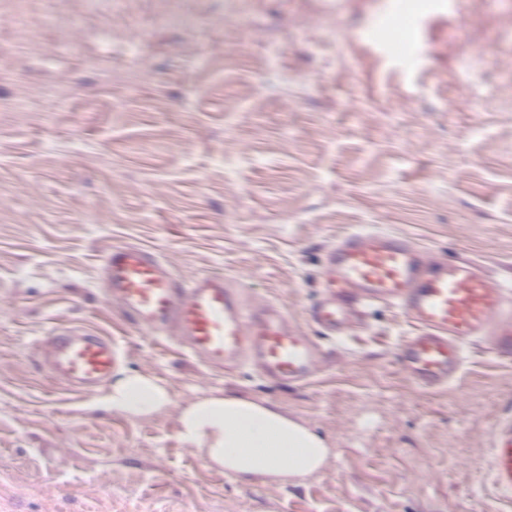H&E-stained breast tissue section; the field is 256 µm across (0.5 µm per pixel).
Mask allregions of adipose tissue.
<instances>
[{
  "label": "adipose tissue",
  "instance_id": "1",
  "mask_svg": "<svg viewBox=\"0 0 512 512\" xmlns=\"http://www.w3.org/2000/svg\"><path fill=\"white\" fill-rule=\"evenodd\" d=\"M170 402L151 378L126 375L112 386V410L154 413ZM180 437L200 451L209 465L240 482L261 480L299 485L322 470L333 455L328 443L308 426L264 401L210 395L187 402L178 413Z\"/></svg>",
  "mask_w": 512,
  "mask_h": 512
}]
</instances>
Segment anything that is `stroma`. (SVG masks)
Instances as JSON below:
<instances>
[{
	"instance_id": "35a3bbf8",
	"label": "stroma",
	"mask_w": 512,
	"mask_h": 512,
	"mask_svg": "<svg viewBox=\"0 0 512 512\" xmlns=\"http://www.w3.org/2000/svg\"><path fill=\"white\" fill-rule=\"evenodd\" d=\"M0 0V512H512L487 488L512 359L472 343L458 381L397 365L380 303L345 334L308 320L326 250L366 227L512 284V0ZM136 245L176 280L224 275L329 363L281 386L140 331L101 258ZM56 326L111 337L106 409L43 362ZM266 401L333 448L298 486L241 483L179 436L181 405ZM170 402L167 391L151 378L125 375L112 384L109 407L137 415L154 413Z\"/></svg>"
}]
</instances>
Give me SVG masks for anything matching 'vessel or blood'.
<instances>
[{
  "instance_id": "obj_1",
  "label": "vessel or blood",
  "mask_w": 512,
  "mask_h": 512,
  "mask_svg": "<svg viewBox=\"0 0 512 512\" xmlns=\"http://www.w3.org/2000/svg\"><path fill=\"white\" fill-rule=\"evenodd\" d=\"M102 271L110 298L137 328L154 336L177 332L207 363H247L285 386L311 381L320 368L323 350L312 336L290 328L275 307H246L223 275L200 274L175 285L161 261L134 245L109 249ZM381 302L403 310L417 328L401 344L399 365L422 389L453 382L472 340L512 358V290L481 267L432 256L385 231L344 235L324 255L310 322L336 334ZM44 343L49 374L77 390L103 386L118 363L111 338L90 331L59 329ZM488 471L498 498L511 502L512 420L493 440Z\"/></svg>"
}]
</instances>
